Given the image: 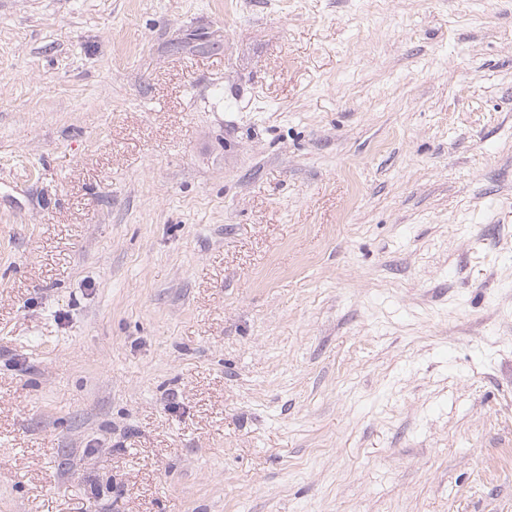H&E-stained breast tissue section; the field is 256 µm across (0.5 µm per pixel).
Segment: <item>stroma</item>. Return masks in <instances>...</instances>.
Wrapping results in <instances>:
<instances>
[{
    "instance_id": "stroma-1",
    "label": "stroma",
    "mask_w": 512,
    "mask_h": 512,
    "mask_svg": "<svg viewBox=\"0 0 512 512\" xmlns=\"http://www.w3.org/2000/svg\"><path fill=\"white\" fill-rule=\"evenodd\" d=\"M0 512H512V0H0Z\"/></svg>"
}]
</instances>
